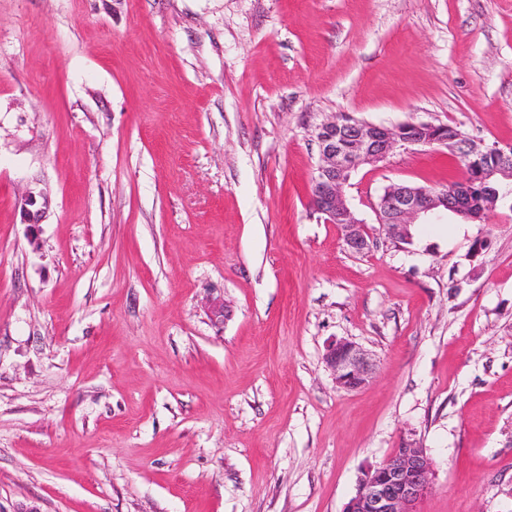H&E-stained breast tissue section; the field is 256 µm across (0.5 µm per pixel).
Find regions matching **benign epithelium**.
I'll list each match as a JSON object with an SVG mask.
<instances>
[{"label":"benign epithelium","instance_id":"1","mask_svg":"<svg viewBox=\"0 0 512 512\" xmlns=\"http://www.w3.org/2000/svg\"><path fill=\"white\" fill-rule=\"evenodd\" d=\"M320 154L312 178L310 206L337 225L345 244L355 252L369 249L367 226L349 206L345 187L362 165H375L397 149L411 146L458 144L465 148L462 180L434 188L410 184L388 186L377 205L378 223L395 241L411 240V227L445 215L466 223H482L499 198L512 194V146L477 144L452 127L433 123L392 126L359 121L348 114H334L317 133ZM48 207L42 192L29 191L21 202L23 223L35 227ZM326 363L336 386L346 391L363 387L374 372V363L355 343L339 339L326 349ZM432 462L426 450L405 439L393 453L368 469L356 494L343 512H418L417 503L431 489Z\"/></svg>","mask_w":512,"mask_h":512}]
</instances>
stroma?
Segmentation results:
<instances>
[{
  "mask_svg": "<svg viewBox=\"0 0 512 512\" xmlns=\"http://www.w3.org/2000/svg\"><path fill=\"white\" fill-rule=\"evenodd\" d=\"M336 113L512 145V0H0V512H342L406 438L418 512H512V208L394 242L387 186L465 172L413 146L353 172L348 249ZM48 198L43 192L28 191L21 202L23 224L36 227L48 207ZM325 359L336 386L346 391L363 387L374 372V363L368 354L349 340L331 342L327 346Z\"/></svg>",
  "mask_w": 512,
  "mask_h": 512,
  "instance_id": "obj_1",
  "label": "stroma"
}]
</instances>
